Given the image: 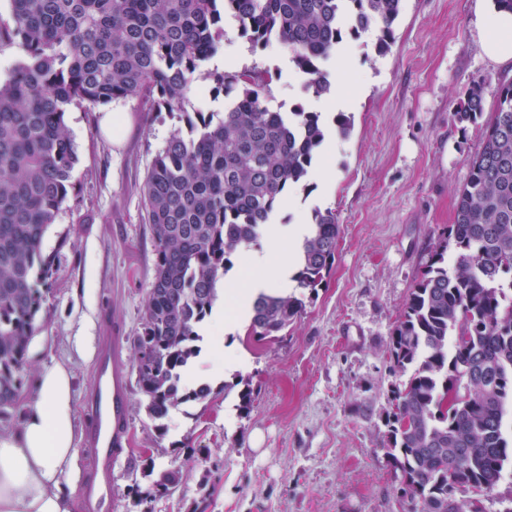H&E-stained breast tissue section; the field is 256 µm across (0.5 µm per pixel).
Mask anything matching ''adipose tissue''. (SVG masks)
I'll return each instance as SVG.
<instances>
[{
  "label": "adipose tissue",
  "instance_id": "1",
  "mask_svg": "<svg viewBox=\"0 0 512 512\" xmlns=\"http://www.w3.org/2000/svg\"><path fill=\"white\" fill-rule=\"evenodd\" d=\"M478 23L485 54L512 63V12L486 10ZM304 232L301 226L272 225L265 230L269 254L244 252L240 276L224 281V298L239 318L248 317L259 295H287L293 268L287 243ZM77 455L71 372L55 362L39 373L20 428L0 436V512H71L66 489L73 484Z\"/></svg>",
  "mask_w": 512,
  "mask_h": 512
}]
</instances>
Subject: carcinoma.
Masks as SVG:
<instances>
[{"label":"carcinoma","instance_id":"obj_1","mask_svg":"<svg viewBox=\"0 0 512 512\" xmlns=\"http://www.w3.org/2000/svg\"><path fill=\"white\" fill-rule=\"evenodd\" d=\"M0 47L22 58L0 82V421L13 417L29 343L37 330L42 252L73 188L77 147L64 116L137 99L178 119L140 187L154 239L153 281L134 338L136 389L150 416L211 394L184 383L199 352V328L211 314L217 282L233 259L259 245L264 225L290 188L306 185L325 140L322 116L297 104H265L267 70L213 68L223 49L224 17L238 22L254 49L278 43L315 96L330 92L324 64L349 35L374 28L389 48L401 0H10ZM212 100L233 95L224 112L185 107L196 74ZM484 82L472 80L458 122L484 115ZM335 214H314L294 279L315 290L338 242ZM448 269L435 252L412 289L390 337L395 373L384 422L387 458L401 474L408 512H483L512 461L504 436L512 402V81L500 84L481 150L456 192ZM296 296L257 298L248 335L272 339L303 311Z\"/></svg>","mask_w":512,"mask_h":512}]
</instances>
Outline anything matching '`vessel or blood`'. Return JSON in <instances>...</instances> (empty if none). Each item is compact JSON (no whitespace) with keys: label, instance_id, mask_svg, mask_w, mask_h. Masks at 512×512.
<instances>
[{"label":"vessel or blood","instance_id":"obj_1","mask_svg":"<svg viewBox=\"0 0 512 512\" xmlns=\"http://www.w3.org/2000/svg\"><path fill=\"white\" fill-rule=\"evenodd\" d=\"M123 354L124 339L119 330H112L100 342L93 381L85 394L84 444L91 448L92 454L89 476L82 492L83 512H110L114 497L112 469L123 448L130 444L129 385Z\"/></svg>","mask_w":512,"mask_h":512}]
</instances>
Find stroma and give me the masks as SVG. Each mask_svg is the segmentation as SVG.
I'll list each match as a JSON object with an SVG mask.
<instances>
[{"label":"stroma","instance_id":"1","mask_svg":"<svg viewBox=\"0 0 512 512\" xmlns=\"http://www.w3.org/2000/svg\"><path fill=\"white\" fill-rule=\"evenodd\" d=\"M485 5L402 0L387 52L378 53L373 31L348 41L336 61L359 101L344 109L353 121L345 138L333 123L336 108L296 82L285 49H252L237 23L226 22L232 66L273 73L270 110L300 103L323 116L332 148L319 166L333 180L324 188L311 175L273 221L308 224L313 210H331L341 229L336 258L317 292L294 288L304 311L275 339L211 324L210 336L241 351L246 364L212 381L207 399L179 405L159 424L131 393V444L112 472L116 512H404L385 456L388 395L404 379L390 368L389 340L432 254L454 259L443 244L456 191L486 131L481 121L459 123L457 104L480 78L493 110L500 82L512 79L511 64L482 50ZM109 109L125 115L114 141L99 131V110L74 105L65 114L79 154L75 191L43 245L53 268L19 400L34 397L44 365L65 363L79 427L100 336L119 328L126 358L135 355L154 260L140 187L178 126L136 100ZM243 389L253 397L246 410ZM168 471L180 481L165 491L158 481Z\"/></svg>","mask_w":512,"mask_h":512}]
</instances>
